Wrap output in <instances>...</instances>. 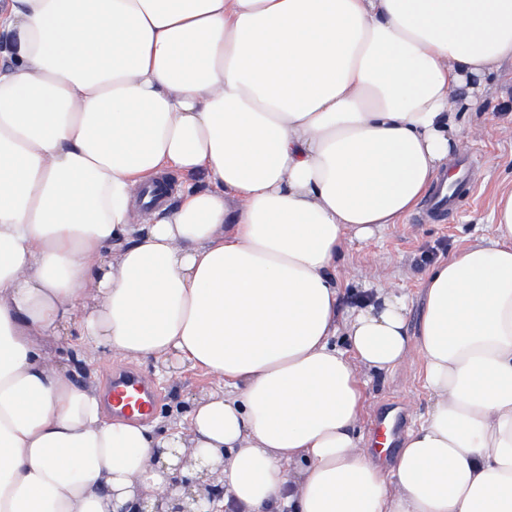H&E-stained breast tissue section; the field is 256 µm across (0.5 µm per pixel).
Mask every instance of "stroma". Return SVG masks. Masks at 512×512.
Instances as JSON below:
<instances>
[{"instance_id":"35a3bbf8","label":"stroma","mask_w":512,"mask_h":512,"mask_svg":"<svg viewBox=\"0 0 512 512\" xmlns=\"http://www.w3.org/2000/svg\"><path fill=\"white\" fill-rule=\"evenodd\" d=\"M467 136L463 153L476 164L471 177L472 195L436 221L423 219V206H416L401 223L388 226L368 243L352 244L336 262L340 288L339 311L349 316L364 289L379 288L402 294L410 302V333L419 329L426 272L456 247L493 234L492 211L498 195L512 189V70L494 76L484 93L480 115L461 114ZM96 385L107 374L132 368L146 375L160 393L159 403L148 421L155 432H165L175 413L186 411L193 397L222 389L221 379L186 366L169 368L153 359L139 361L107 354L91 357ZM365 400L357 425L362 447L375 442V421L381 411L397 413L404 428L417 426L425 416L429 393L425 387L422 360L410 352L393 370L375 373L359 368Z\"/></svg>"}]
</instances>
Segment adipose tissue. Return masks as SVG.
Listing matches in <instances>:
<instances>
[{
  "mask_svg": "<svg viewBox=\"0 0 512 512\" xmlns=\"http://www.w3.org/2000/svg\"><path fill=\"white\" fill-rule=\"evenodd\" d=\"M512 65V0H7L0 8V512H512V190L408 299L337 314L336 259L448 167ZM205 176L133 221L168 170ZM346 348H338L337 335ZM219 376L175 428L108 416L50 349ZM423 358L390 472L356 366Z\"/></svg>",
  "mask_w": 512,
  "mask_h": 512,
  "instance_id": "ef3b65f1",
  "label": "adipose tissue"
}]
</instances>
